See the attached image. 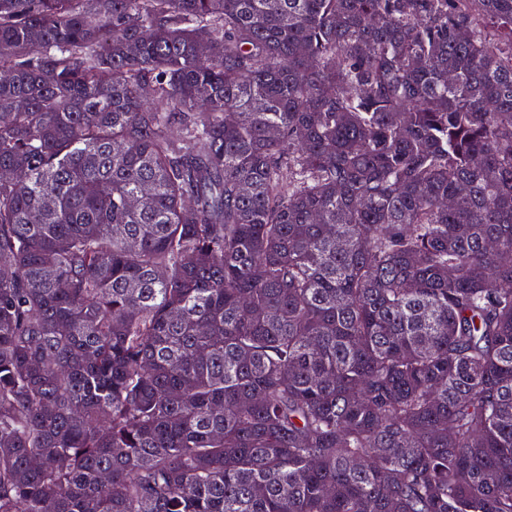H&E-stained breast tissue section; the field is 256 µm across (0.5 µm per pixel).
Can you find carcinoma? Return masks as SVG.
<instances>
[{
	"instance_id": "carcinoma-1",
	"label": "carcinoma",
	"mask_w": 512,
	"mask_h": 512,
	"mask_svg": "<svg viewBox=\"0 0 512 512\" xmlns=\"http://www.w3.org/2000/svg\"><path fill=\"white\" fill-rule=\"evenodd\" d=\"M0 71V512H512V0H0Z\"/></svg>"
}]
</instances>
